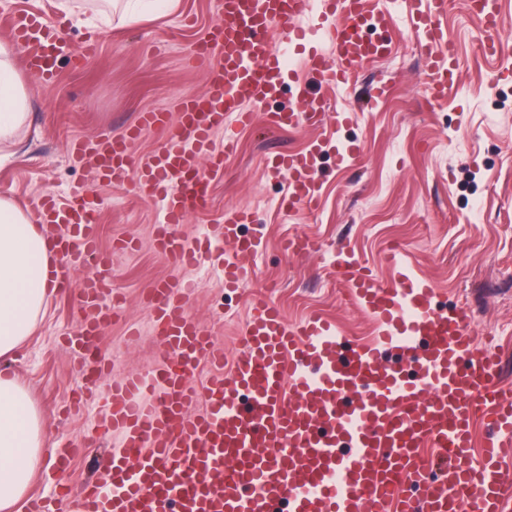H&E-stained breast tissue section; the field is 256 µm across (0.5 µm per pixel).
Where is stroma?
<instances>
[{"label": "stroma", "instance_id": "obj_1", "mask_svg": "<svg viewBox=\"0 0 512 512\" xmlns=\"http://www.w3.org/2000/svg\"><path fill=\"white\" fill-rule=\"evenodd\" d=\"M508 26L498 55H484V39L468 10V0H448L441 22L451 33L460 65L456 85L432 101L421 46L403 0H392L394 30L389 58L365 66L345 83L325 92L328 111L353 112V119L328 128L334 142H358L361 153L350 164L336 163L335 152L319 159L320 205L301 214L282 211L287 177L274 176L265 156L307 147L318 129L275 130L264 124L215 135L223 144L236 135L234 155L210 172L211 200L191 214L181 232L196 242L223 223L232 209L253 216L244 233L259 242L248 284L224 286L222 264L230 249L204 264L182 266L157 253L153 227L162 218L160 201H144L135 184L114 186L97 180L69 150L78 141L120 134L138 113L173 110L185 94H202L207 72L190 58L195 42L216 18V0H176L162 18L136 20L113 15L101 29L94 14L76 22L52 0H0V40H11L6 19L13 13L39 12L61 22L62 36L74 43L95 35L96 57L59 62L51 85L28 82L30 126L13 154L0 157V197L26 207L46 192L59 201L83 189L100 203L98 239L112 255V289L119 304L98 339L104 376L85 386L77 360L66 343L81 318L79 284L51 298L34 334L8 359L6 371L30 393L44 421L45 457L28 492L52 496L59 487L78 493L98 479L103 463L121 443L104 431L112 380L145 374L158 367L160 348L153 332L146 295L160 279L190 283L184 303L189 314L211 331L213 345L232 361L240 347L253 294L277 303L287 322L310 312L334 320L354 340L374 334L368 316L348 301L337 268L346 256L359 258L374 275L389 279L390 250L430 281L438 304L468 305L475 312L472 329L479 339H493L512 384V0H495ZM319 0H304L299 18L306 38L290 49L292 77L264 109L281 112L301 89H315L306 71L307 50L333 48L328 26L319 22ZM384 88L376 109L358 111L372 88ZM309 237L315 250L295 256L284 244ZM69 468H60L59 456Z\"/></svg>", "mask_w": 512, "mask_h": 512}]
</instances>
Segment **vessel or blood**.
<instances>
[{
  "instance_id": "obj_1",
  "label": "vessel or blood",
  "mask_w": 512,
  "mask_h": 512,
  "mask_svg": "<svg viewBox=\"0 0 512 512\" xmlns=\"http://www.w3.org/2000/svg\"><path fill=\"white\" fill-rule=\"evenodd\" d=\"M332 53L313 51L312 77L329 86L345 81L367 63L391 52L394 16L387 0H324ZM427 62L432 97H444L457 81V55L440 60L452 37L439 19L447 0H407ZM299 0H219L218 17L192 51L206 67L202 95L180 97L175 117L143 112L119 137L79 142L71 151L88 160L100 181L135 182L143 197L161 199L164 221L156 225V250L182 265H198L205 250L179 231L188 214L208 207L212 166L232 152L216 148L213 136L225 120L253 125L256 106L281 92L288 74L284 52L273 46L302 40ZM485 34L483 52L500 51L505 20L494 0H470ZM26 46L27 69L41 83L57 77V25L40 14L10 20ZM344 113L326 110L324 98L302 91L296 107L267 114L274 129L342 124ZM160 129L162 146L133 156L143 131ZM317 139L303 151L266 159L268 172L287 176L281 207L294 213L319 202L318 160L331 149ZM335 149V148H332ZM338 164L355 160L360 145L335 149ZM39 223L53 224L59 287L94 262L80 288L83 316L67 342L77 355L96 348L112 319L111 257L97 240L100 202L84 190L65 203L51 195L34 202ZM245 210L225 213L219 239L232 248L224 262V285L245 283L258 244L243 235ZM340 280L351 302L374 323L365 342L320 315L288 325L279 306L257 297L241 348L227 375L206 385V410L186 411L196 400L186 381L201 360L213 359L209 332L185 310L186 282L170 279L149 296L153 329L165 352L163 368L112 383V430L122 453L109 459L107 484L89 483L77 496L51 503L33 501L30 512H512V392L502 384L503 367L490 341H479L467 307L436 306L434 288L408 266L393 279L375 278L358 259L340 263ZM482 422L488 436L479 459L471 457V427ZM436 449L427 459L424 449ZM437 468L436 479H427ZM421 488L411 496V488Z\"/></svg>"
}]
</instances>
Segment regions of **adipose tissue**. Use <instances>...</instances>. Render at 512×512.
<instances>
[{
  "label": "adipose tissue",
  "instance_id": "ef3b65f1",
  "mask_svg": "<svg viewBox=\"0 0 512 512\" xmlns=\"http://www.w3.org/2000/svg\"><path fill=\"white\" fill-rule=\"evenodd\" d=\"M27 87L9 41L0 40V146L17 145L28 118ZM55 254L29 217L0 198V358L32 336L56 291ZM43 423L29 392L0 371V512L26 495L43 463Z\"/></svg>",
  "mask_w": 512,
  "mask_h": 512
}]
</instances>
